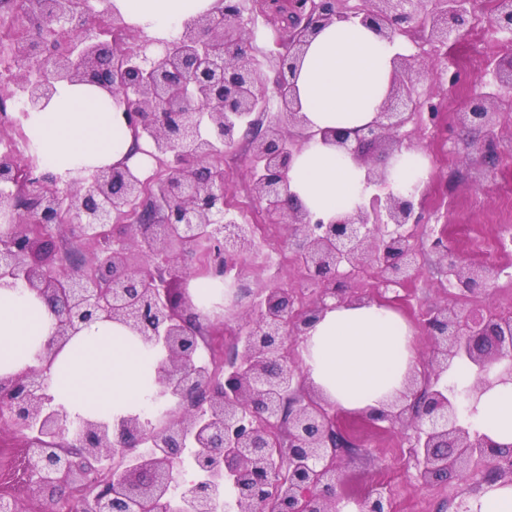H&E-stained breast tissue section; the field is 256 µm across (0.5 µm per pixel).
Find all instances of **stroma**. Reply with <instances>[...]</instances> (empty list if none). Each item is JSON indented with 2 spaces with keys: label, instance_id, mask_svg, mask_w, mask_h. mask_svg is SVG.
I'll list each match as a JSON object with an SVG mask.
<instances>
[{
  "label": "stroma",
  "instance_id": "stroma-1",
  "mask_svg": "<svg viewBox=\"0 0 512 512\" xmlns=\"http://www.w3.org/2000/svg\"><path fill=\"white\" fill-rule=\"evenodd\" d=\"M465 54L476 55L473 66L458 63ZM512 68V47L500 35H486L481 24L470 21L466 34L448 45V61L439 74L420 79L417 90L432 96L447 115L441 128L413 122L407 129L411 142L424 154L430 169L429 181L422 187L423 221L415 228L417 243L423 252L422 271L402 292L392 309L415 327L421 358H428L430 341L419 325L424 313L446 303L448 290L443 262L430 248L429 230L444 224L448 212L445 200L461 204L460 223L470 227L464 241L449 238L448 246L471 262L481 261L490 241L500 240L507 224L497 221L503 207L507 187L512 186V97L502 96L496 106L497 131L503 149L494 167L481 160L476 135L464 128L461 116L472 99L484 89L491 78L493 65ZM247 144L226 152L220 159L228 197L246 206L248 223L258 225L256 239L259 249L247 255V270L241 279L243 288L257 289L271 280L293 287L300 273L291 253L282 244L287 234L284 225L270 223L263 208L255 202L246 177ZM341 420L351 434L354 445L343 452L339 463L346 477L345 496L354 500L377 489L391 501L393 512H455L469 491L475 489L485 472L480 461H473V478L467 482L436 481L420 485L414 479L415 469L409 454V434L401 429L379 433L365 427L359 416L345 414ZM0 445L7 454L0 456V495L11 498L26 512H34L36 502L24 475L30 461L13 433L0 429Z\"/></svg>",
  "mask_w": 512,
  "mask_h": 512
}]
</instances>
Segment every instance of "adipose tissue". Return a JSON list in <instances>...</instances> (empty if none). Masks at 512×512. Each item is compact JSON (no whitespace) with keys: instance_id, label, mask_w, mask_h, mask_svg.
Wrapping results in <instances>:
<instances>
[{"instance_id":"1","label":"adipose tissue","mask_w":512,"mask_h":512,"mask_svg":"<svg viewBox=\"0 0 512 512\" xmlns=\"http://www.w3.org/2000/svg\"><path fill=\"white\" fill-rule=\"evenodd\" d=\"M126 22L146 35L170 39L181 23L211 10L215 0H113ZM402 38L387 39L375 29L337 21L310 41L292 81L299 109L311 130L352 129L371 123L389 93L393 60L406 54ZM102 91L93 85L59 83L54 95L33 113L26 134L40 146L42 165L60 177L73 170L129 162L134 137L121 112L101 111ZM384 183L367 181V168L348 151L314 140L297 153L288 187L311 215L325 220L352 211L378 193H398L429 179L419 154H394ZM189 296L202 317L223 311L224 282L196 276ZM57 319L48 303L23 283L0 287V377L50 361L48 392L69 421L118 422L154 405L163 352L146 345L123 324L96 320L82 325L55 352L47 343ZM415 331L397 312L377 302L339 304L325 311L297 348L307 385L336 410L364 415L385 408L407 391L420 370ZM470 362L454 360L448 382L461 391L462 418L472 430L502 447H512V383L477 396Z\"/></svg>"}]
</instances>
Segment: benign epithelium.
<instances>
[{
	"label": "benign epithelium",
	"instance_id": "obj_1",
	"mask_svg": "<svg viewBox=\"0 0 512 512\" xmlns=\"http://www.w3.org/2000/svg\"><path fill=\"white\" fill-rule=\"evenodd\" d=\"M250 0H219L211 11L185 21L169 41L142 36L132 46L129 26L112 0H37L48 29L35 42L17 40L14 57L35 66L17 71L10 96L28 111L49 100L56 85L85 83L105 91L123 112L135 139L151 147L159 172L147 182L121 163L67 183L0 152V280L23 282L54 307L52 343L63 345L82 324L120 322L165 352L161 396L177 412L162 429L147 417L77 424L51 406L49 365L0 378V416L7 417L32 466L33 494L53 512L60 489L73 512H339L345 475L339 458L350 447L336 412L306 385L291 344L324 311L355 298L349 281L374 269L372 298L404 288L420 271L413 242L423 198L410 193L372 196L353 212L328 222L303 210L288 190L295 153L316 132L295 102L292 76L303 47L335 20L357 19L391 39L406 35L443 49L461 37L479 0H362L343 11L339 0H271L284 17V36L259 70L245 13ZM494 29L512 40V0H494ZM428 69L419 55L396 58L387 99L372 123L321 132L367 162L382 145L410 147L403 128L437 106L421 97L414 78ZM499 89L477 95L465 121L482 134L489 163L497 156L494 104L512 92V70H493ZM263 133L251 139L247 177L254 199L288 228L283 246L293 254L308 301L294 306V291L280 284L258 289L247 319L234 331L240 355L209 369L195 332L199 315L189 295L173 287L188 262L238 287L240 257L256 248L254 225L231 216L224 169L209 160L235 149L258 125L270 97ZM136 211L135 223L115 232L114 220ZM56 235L92 250L88 264L67 265L50 244ZM434 247L448 266L450 295H488L498 272L465 262L448 248L441 227ZM422 329L433 343L423 371L409 382L404 401L364 421L375 429L410 428V457L424 482L471 479L469 464H488L485 479H512V454L462 424L448 365L466 359L482 371L495 365L497 381H512V316L483 314L444 304L430 309ZM361 512H392L390 501L368 492Z\"/></svg>",
	"mask_w": 512,
	"mask_h": 512
}]
</instances>
